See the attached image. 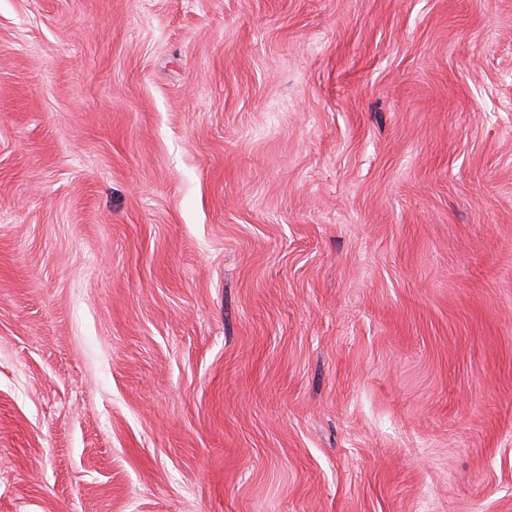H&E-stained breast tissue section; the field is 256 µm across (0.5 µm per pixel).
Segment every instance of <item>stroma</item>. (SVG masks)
<instances>
[{
    "instance_id": "stroma-1",
    "label": "stroma",
    "mask_w": 512,
    "mask_h": 512,
    "mask_svg": "<svg viewBox=\"0 0 512 512\" xmlns=\"http://www.w3.org/2000/svg\"><path fill=\"white\" fill-rule=\"evenodd\" d=\"M0 512H512V0H0Z\"/></svg>"
}]
</instances>
